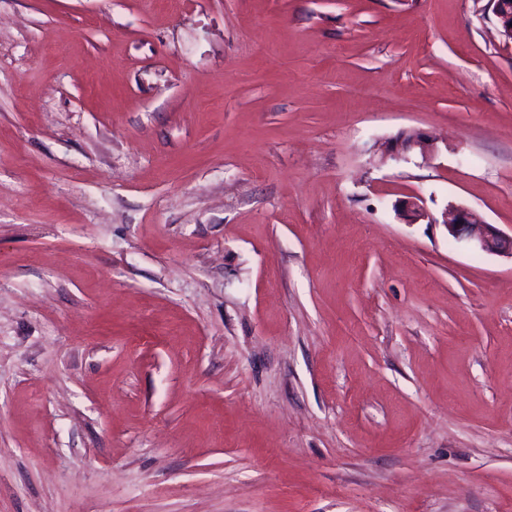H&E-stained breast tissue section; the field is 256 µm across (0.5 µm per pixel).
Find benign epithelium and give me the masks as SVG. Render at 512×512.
<instances>
[{
    "instance_id": "obj_1",
    "label": "benign epithelium",
    "mask_w": 512,
    "mask_h": 512,
    "mask_svg": "<svg viewBox=\"0 0 512 512\" xmlns=\"http://www.w3.org/2000/svg\"><path fill=\"white\" fill-rule=\"evenodd\" d=\"M498 23L499 34L505 42L512 43V0H490ZM417 149L423 156L434 152V139L419 130H406L390 139L387 157L397 160L402 153ZM401 212L410 222L441 223L448 236L474 252L493 254L512 259V235L506 236L486 223L465 205H451L436 218L424 210L413 197L403 201Z\"/></svg>"
}]
</instances>
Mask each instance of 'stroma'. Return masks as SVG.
Returning <instances> with one entry per match:
<instances>
[{"instance_id": "35a3bbf8", "label": "stroma", "mask_w": 512, "mask_h": 512, "mask_svg": "<svg viewBox=\"0 0 512 512\" xmlns=\"http://www.w3.org/2000/svg\"><path fill=\"white\" fill-rule=\"evenodd\" d=\"M408 197L512 234L488 0H0V512H512V259ZM410 149H418L422 156L430 155L435 150L434 139L420 130L401 131L390 139V150L386 156L397 160ZM401 212L409 222L443 224L449 237L474 252L493 254L512 259V235L506 236L487 224L465 205H450L441 215V221L424 210L416 198L403 201Z\"/></svg>"}]
</instances>
